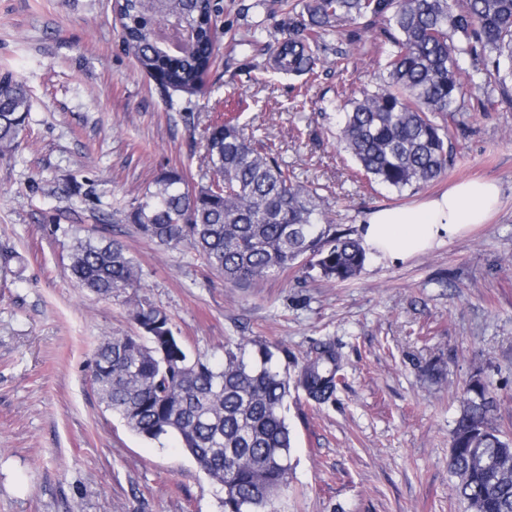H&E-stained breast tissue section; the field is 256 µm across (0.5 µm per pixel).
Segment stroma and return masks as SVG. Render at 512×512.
<instances>
[{
    "instance_id": "1",
    "label": "stroma",
    "mask_w": 512,
    "mask_h": 512,
    "mask_svg": "<svg viewBox=\"0 0 512 512\" xmlns=\"http://www.w3.org/2000/svg\"><path fill=\"white\" fill-rule=\"evenodd\" d=\"M217 2L219 27L241 39L261 29L263 47L221 40L205 95L191 96L135 66L114 0H0V75L31 96L20 147L0 157V253L14 256L0 268V512H222L219 487L176 439L130 431L92 387L95 347L133 330L138 300L210 362L248 339L293 377L335 350L334 397L319 405L298 390L284 410L294 441L281 512H464L448 455L472 379L497 403L491 427L512 437V108L449 113L453 164L433 184L369 185L338 140L340 105L379 84L382 23L360 26L354 48L328 38L304 89L274 64L288 26L279 0ZM228 114L318 188L337 229L358 233L372 209L475 178L498 183L500 207L406 262L367 257L344 283L302 266L226 283L195 251L143 237L127 212L160 169L197 182L204 129ZM104 225L141 269L139 287L110 298L68 274L75 241Z\"/></svg>"
}]
</instances>
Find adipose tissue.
<instances>
[{"label": "adipose tissue", "instance_id": "obj_1", "mask_svg": "<svg viewBox=\"0 0 512 512\" xmlns=\"http://www.w3.org/2000/svg\"><path fill=\"white\" fill-rule=\"evenodd\" d=\"M499 201L495 182H462L411 206L368 212L360 238L364 248L380 259L404 262L462 236L473 225L487 223Z\"/></svg>", "mask_w": 512, "mask_h": 512}]
</instances>
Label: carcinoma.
<instances>
[{
    "mask_svg": "<svg viewBox=\"0 0 512 512\" xmlns=\"http://www.w3.org/2000/svg\"><path fill=\"white\" fill-rule=\"evenodd\" d=\"M288 33L278 67L314 77L320 47L337 22L382 20V83L345 102L339 139L369 180L397 191L430 185L452 160L447 112L512 107V0H281ZM218 7L211 0H124L125 50L152 76L169 73L196 95L213 65ZM177 18L188 36L179 52L159 32ZM472 68L463 67L465 60ZM499 97H493L494 92ZM30 95L10 80L0 91V156L13 152L28 123ZM207 171L192 185L163 168L129 219L149 240L187 246L245 285L278 276L310 258L328 280L354 278L365 262L360 239L336 230L317 189L295 179L273 149L230 122L205 130ZM102 235L77 240L68 265L80 288L110 297L140 287L123 247ZM133 332H115L96 347L93 385L105 407L150 440L177 437L220 485L223 512H277L287 487L292 434L281 410L290 388L322 403L336 388V352L323 347L295 381L272 363L268 347L246 355L242 339L215 366L193 358L168 314L138 301ZM494 402L479 379L467 390L450 440L448 466L466 512H512V440L489 426Z\"/></svg>",
    "mask_w": 512,
    "mask_h": 512,
    "instance_id": "1",
    "label": "carcinoma"
}]
</instances>
